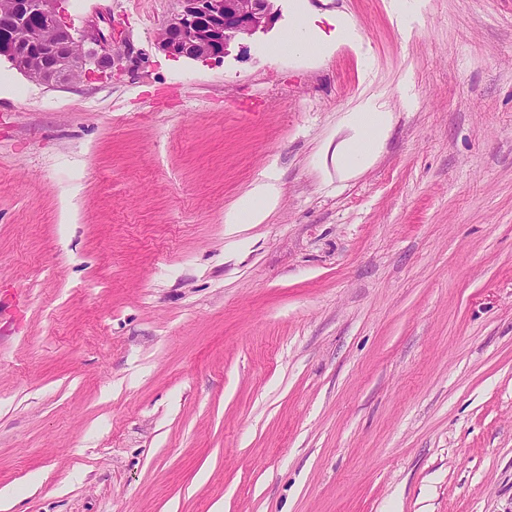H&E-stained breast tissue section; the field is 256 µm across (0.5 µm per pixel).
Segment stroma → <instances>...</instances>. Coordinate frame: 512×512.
<instances>
[{
  "mask_svg": "<svg viewBox=\"0 0 512 512\" xmlns=\"http://www.w3.org/2000/svg\"><path fill=\"white\" fill-rule=\"evenodd\" d=\"M63 6L122 56H0L12 512H512V0H278L211 61L159 48L179 0ZM303 10L354 44L274 54ZM348 123L356 130L357 138L344 147L339 159L347 172H355L372 163L390 127L391 115L388 110L367 107L351 112ZM276 196L277 189L273 184L264 183L255 186L238 200L225 223L259 224L266 217Z\"/></svg>",
  "mask_w": 512,
  "mask_h": 512,
  "instance_id": "1",
  "label": "stroma"
}]
</instances>
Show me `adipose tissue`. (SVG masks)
Here are the masks:
<instances>
[{"mask_svg":"<svg viewBox=\"0 0 512 512\" xmlns=\"http://www.w3.org/2000/svg\"><path fill=\"white\" fill-rule=\"evenodd\" d=\"M332 24L334 29L328 33L319 26L317 17L306 13L300 14L298 33L288 34L280 47L284 50H296V36L301 33L304 34L313 52L326 53L338 42L353 38L354 30L345 19L334 18ZM348 122L356 130L357 137L344 147L340 154V162L346 171L354 172L372 163L377 148L390 127L391 115L389 111L367 107L351 113ZM276 196L277 189L273 184L255 186L238 200L233 211L227 216L228 223L262 222Z\"/></svg>","mask_w":512,"mask_h":512,"instance_id":"obj_1","label":"adipose tissue"}]
</instances>
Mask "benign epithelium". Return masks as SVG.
<instances>
[{"mask_svg":"<svg viewBox=\"0 0 512 512\" xmlns=\"http://www.w3.org/2000/svg\"><path fill=\"white\" fill-rule=\"evenodd\" d=\"M62 0H16L0 20V55L36 80L58 85L85 74L93 55L115 61L108 47L118 43L113 22L101 17L76 29L63 20ZM181 10L160 29L159 47L173 57L221 59L233 43L268 30L278 20L277 0H180Z\"/></svg>","mask_w":512,"mask_h":512,"instance_id":"obj_1","label":"benign epithelium"}]
</instances>
